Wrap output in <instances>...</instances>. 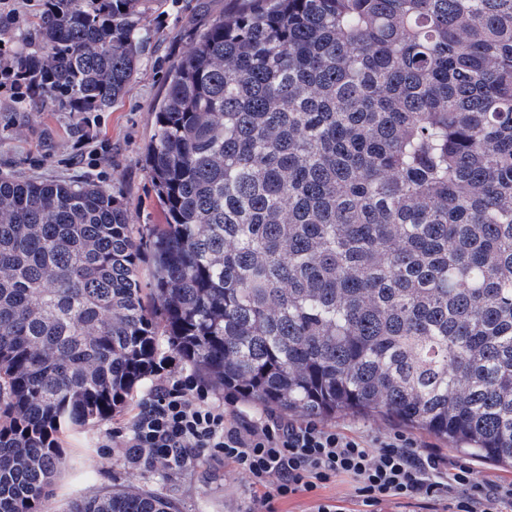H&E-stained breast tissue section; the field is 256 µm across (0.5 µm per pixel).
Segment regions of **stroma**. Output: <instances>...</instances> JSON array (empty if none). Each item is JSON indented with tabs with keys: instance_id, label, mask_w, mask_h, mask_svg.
Segmentation results:
<instances>
[{
	"instance_id": "stroma-1",
	"label": "stroma",
	"mask_w": 512,
	"mask_h": 512,
	"mask_svg": "<svg viewBox=\"0 0 512 512\" xmlns=\"http://www.w3.org/2000/svg\"><path fill=\"white\" fill-rule=\"evenodd\" d=\"M245 0H150L141 23L143 55L125 97L106 112H72L39 108L31 102H0V176L15 179L92 182L130 211L133 224L167 220L144 169V150L155 130V111L169 74L207 22L244 6ZM88 131L99 152L96 165L82 161L77 131ZM134 413L125 405L111 417L60 434L63 465L38 512H67L72 501L133 489L174 502L178 512H260L247 479L213 462L196 464L187 473L166 477L132 469L103 457L100 444ZM364 512L348 479L312 493L274 501L275 512H316L321 502Z\"/></svg>"
}]
</instances>
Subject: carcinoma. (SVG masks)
I'll use <instances>...</instances> for the list:
<instances>
[{"label": "carcinoma", "instance_id": "cac0c4a2", "mask_svg": "<svg viewBox=\"0 0 512 512\" xmlns=\"http://www.w3.org/2000/svg\"><path fill=\"white\" fill-rule=\"evenodd\" d=\"M49 2L17 59L40 106L111 108L148 0ZM145 163L167 223L136 234L92 183L0 178V512H35L56 435L126 405L161 336L247 402L512 468V0H249L174 66Z\"/></svg>", "mask_w": 512, "mask_h": 512}]
</instances>
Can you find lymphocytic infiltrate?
<instances>
[{
    "mask_svg": "<svg viewBox=\"0 0 512 512\" xmlns=\"http://www.w3.org/2000/svg\"><path fill=\"white\" fill-rule=\"evenodd\" d=\"M0 92L24 101L34 84L20 72L9 45L0 46ZM159 379L140 399L128 431H113L103 453L131 468L172 476L207 460L232 466L262 489V507L336 478L350 479L363 506L413 502L424 512L446 504L449 512H505L512 482L479 480L470 467L449 462L439 450L400 432L369 437L312 417L248 416L213 400L200 378L161 356Z\"/></svg>",
    "mask_w": 512,
    "mask_h": 512,
    "instance_id": "lymphocytic-infiltrate-1",
    "label": "lymphocytic infiltrate"
}]
</instances>
